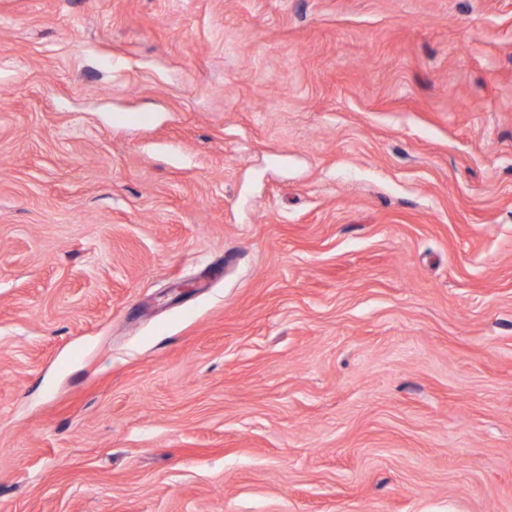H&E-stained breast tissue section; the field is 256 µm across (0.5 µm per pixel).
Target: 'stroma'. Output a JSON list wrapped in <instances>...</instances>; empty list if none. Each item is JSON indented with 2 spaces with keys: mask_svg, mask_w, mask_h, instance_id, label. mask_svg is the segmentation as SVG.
<instances>
[{
  "mask_svg": "<svg viewBox=\"0 0 512 512\" xmlns=\"http://www.w3.org/2000/svg\"><path fill=\"white\" fill-rule=\"evenodd\" d=\"M0 512H512V0H0Z\"/></svg>",
  "mask_w": 512,
  "mask_h": 512,
  "instance_id": "1",
  "label": "stroma"
}]
</instances>
